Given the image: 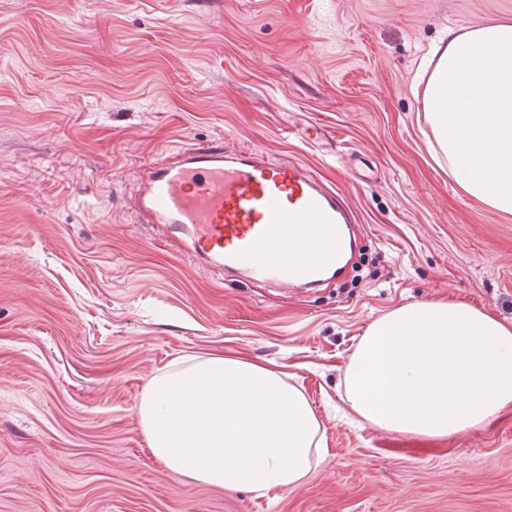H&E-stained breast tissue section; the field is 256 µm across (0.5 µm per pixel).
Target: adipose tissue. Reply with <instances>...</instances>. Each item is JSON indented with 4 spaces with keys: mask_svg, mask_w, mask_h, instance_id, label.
Here are the masks:
<instances>
[{
    "mask_svg": "<svg viewBox=\"0 0 512 512\" xmlns=\"http://www.w3.org/2000/svg\"><path fill=\"white\" fill-rule=\"evenodd\" d=\"M416 78L449 174L465 195L512 214V23L445 30ZM343 388L360 424L448 437L512 407V326L461 302L403 305L370 324ZM139 416L168 470L221 489L301 485L325 454L301 389L246 360H183L150 382Z\"/></svg>",
    "mask_w": 512,
    "mask_h": 512,
    "instance_id": "ef3b65f1",
    "label": "adipose tissue"
}]
</instances>
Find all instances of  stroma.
<instances>
[{"label": "stroma", "instance_id": "1", "mask_svg": "<svg viewBox=\"0 0 512 512\" xmlns=\"http://www.w3.org/2000/svg\"><path fill=\"white\" fill-rule=\"evenodd\" d=\"M512 0H0V512H512V408L441 439L357 426L342 378L377 318L464 302L512 324V215L433 157L417 59ZM308 165L357 209L343 276L286 297L136 223L168 149ZM365 152L378 180L342 176ZM220 353L301 387L326 454L264 497L168 471L146 385Z\"/></svg>", "mask_w": 512, "mask_h": 512}]
</instances>
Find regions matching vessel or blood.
<instances>
[{"mask_svg": "<svg viewBox=\"0 0 512 512\" xmlns=\"http://www.w3.org/2000/svg\"><path fill=\"white\" fill-rule=\"evenodd\" d=\"M131 201L136 223L154 225L166 240L187 236L192 254L209 264L231 266L268 253L265 264L252 267V280L290 294L317 284L326 267L310 266L303 279L281 270L275 254L289 225H316L320 244L332 247L337 225L357 221L341 193L304 164L274 161L220 139L149 163Z\"/></svg>", "mask_w": 512, "mask_h": 512, "instance_id": "b4317fda", "label": "vessel or blood"}]
</instances>
